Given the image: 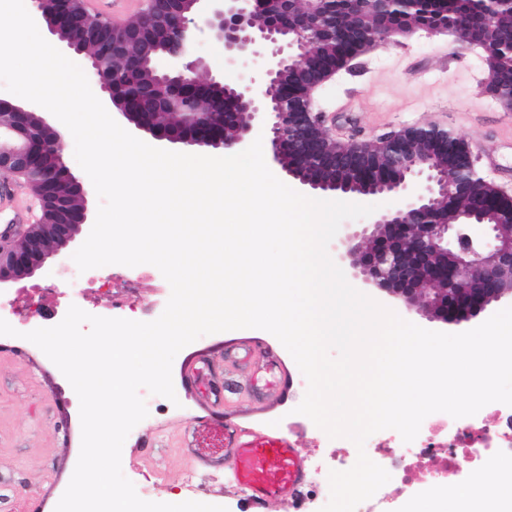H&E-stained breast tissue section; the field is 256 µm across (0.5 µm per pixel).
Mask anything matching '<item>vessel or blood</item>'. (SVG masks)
Listing matches in <instances>:
<instances>
[{
    "mask_svg": "<svg viewBox=\"0 0 512 512\" xmlns=\"http://www.w3.org/2000/svg\"><path fill=\"white\" fill-rule=\"evenodd\" d=\"M204 463L228 471L255 503L295 497L306 477L304 460L288 435L233 423L224 424L219 449Z\"/></svg>",
    "mask_w": 512,
    "mask_h": 512,
    "instance_id": "vessel-or-blood-1",
    "label": "vessel or blood"
}]
</instances>
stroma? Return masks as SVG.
Masks as SVG:
<instances>
[{
    "label": "stroma",
    "mask_w": 512,
    "mask_h": 512,
    "mask_svg": "<svg viewBox=\"0 0 512 512\" xmlns=\"http://www.w3.org/2000/svg\"><path fill=\"white\" fill-rule=\"evenodd\" d=\"M195 51L206 67L203 79L238 84L240 68L224 62V49L200 30ZM487 65L480 46L453 35L417 31L395 44L372 48L354 59L314 94L316 111L339 139L371 142L408 127H448L474 152L486 179L512 195V112L486 89ZM32 198L24 185L6 180L0 189V226L32 219ZM0 302L25 310L12 317L16 337L0 338V512H53L75 470L80 449V402L69 381L35 344L20 333L53 326L40 317L36 302L16 287L0 291ZM204 354L211 362L188 376L185 365ZM179 404L145 425L161 444L151 450L127 438L121 466L143 500L182 503L196 500L189 476L205 479L204 501L228 512H249L250 502L225 472L193 468L189 458L204 456L207 444L185 447L186 433L203 417L212 422L279 432L289 407L304 397L307 380L294 359L275 340L258 333L200 337L184 347L172 365ZM155 488L145 491V474Z\"/></svg>",
    "instance_id": "stroma-1"
}]
</instances>
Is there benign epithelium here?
<instances>
[{"instance_id": "1", "label": "benign epithelium", "mask_w": 512, "mask_h": 512, "mask_svg": "<svg viewBox=\"0 0 512 512\" xmlns=\"http://www.w3.org/2000/svg\"><path fill=\"white\" fill-rule=\"evenodd\" d=\"M439 0H347L354 20L350 29L336 25L333 0H147L141 24L116 26L88 12L85 0H33L48 30L59 35L61 10L79 25L88 41L102 47L92 59V69L112 108L137 129L159 142L192 148L235 151L258 133L265 136L271 159L307 189L324 194H350L359 184V170L372 157H387V174L373 178L369 192L400 200L398 206L353 224L340 241V256L349 262L352 275L386 293L406 307H418L428 317L459 324L478 317L486 308L512 298V214L494 216L480 204L456 206L457 196H472L478 188L492 194L498 189L478 170L472 150L453 131L439 125L410 127L376 143H343L329 138L311 92L335 73L336 66L315 62L330 53L345 36L369 47L389 45L395 37L418 30L417 20L432 32L463 34L457 16L483 30L490 60L507 49L512 52V29H503L496 16L477 0H452V10L436 7ZM266 24L257 28L256 15ZM205 27L224 48V60L245 71L236 86L215 79L210 84L222 110L224 128L232 135L208 129L201 112H186L184 120L194 129L188 136L171 134L136 120L128 112L121 86L131 81L140 65L125 75L111 72L109 63L125 58L136 44L148 58L154 80L147 88L154 100L172 104L184 99L203 69L194 56L192 32ZM262 64L261 78L251 66ZM297 85L306 111L289 109L290 97L267 96L263 85ZM488 83L500 90L512 85V63L505 69L488 67ZM18 123H0V173L23 177L47 203L36 176L37 156L44 144L24 127L32 111L0 100ZM320 169L341 170L339 181L312 175L308 163ZM61 171L58 193L76 194L80 207L58 206L54 224H25L13 237H0V288L33 278L66 249L87 224L84 188L55 155ZM482 228L475 235L472 228Z\"/></svg>"}]
</instances>
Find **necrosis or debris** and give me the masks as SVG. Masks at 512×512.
<instances>
[{
	"label": "necrosis or debris",
	"instance_id": "1",
	"mask_svg": "<svg viewBox=\"0 0 512 512\" xmlns=\"http://www.w3.org/2000/svg\"><path fill=\"white\" fill-rule=\"evenodd\" d=\"M351 445L346 438L317 435L307 481L289 500V512H319L328 474L351 464ZM365 451L391 479L356 512H398L413 489L429 485L445 490L461 479L475 485L485 468L512 457V406L493 402L459 419L437 412L424 419L414 441L403 442L396 430L386 429L367 438Z\"/></svg>",
	"mask_w": 512,
	"mask_h": 512
}]
</instances>
